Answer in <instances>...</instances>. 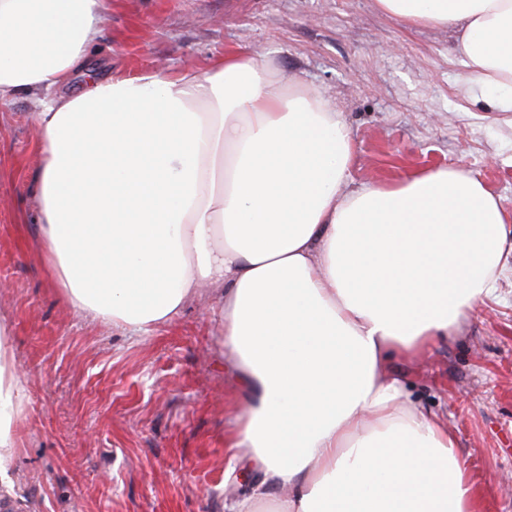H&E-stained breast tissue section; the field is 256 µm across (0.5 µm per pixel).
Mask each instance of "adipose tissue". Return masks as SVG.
Returning <instances> with one entry per match:
<instances>
[{"mask_svg": "<svg viewBox=\"0 0 512 512\" xmlns=\"http://www.w3.org/2000/svg\"><path fill=\"white\" fill-rule=\"evenodd\" d=\"M452 32L468 92L512 112V0H375ZM103 0H0V102L31 96L39 234L76 312L140 333L217 290L249 393L228 444L260 473L226 512H478L396 364L455 335L504 268L501 199L461 167L351 188L348 125L266 55L89 80ZM0 323V453L22 384Z\"/></svg>", "mask_w": 512, "mask_h": 512, "instance_id": "ef3b65f1", "label": "adipose tissue"}]
</instances>
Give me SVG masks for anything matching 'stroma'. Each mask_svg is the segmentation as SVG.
<instances>
[{"label": "stroma", "mask_w": 512, "mask_h": 512, "mask_svg": "<svg viewBox=\"0 0 512 512\" xmlns=\"http://www.w3.org/2000/svg\"><path fill=\"white\" fill-rule=\"evenodd\" d=\"M84 65L93 77L205 71L229 50L267 52L322 91L354 144L352 183L461 166L501 197L512 240V112L466 92L454 36L407 27L375 0H106ZM33 105L0 104V321L23 382L0 502L18 512H224L256 472L227 447L246 399L218 345L216 295L135 335L74 313L52 281L33 191ZM416 406L440 414L480 485L481 512H512V255L458 336L402 365Z\"/></svg>", "instance_id": "obj_1"}]
</instances>
